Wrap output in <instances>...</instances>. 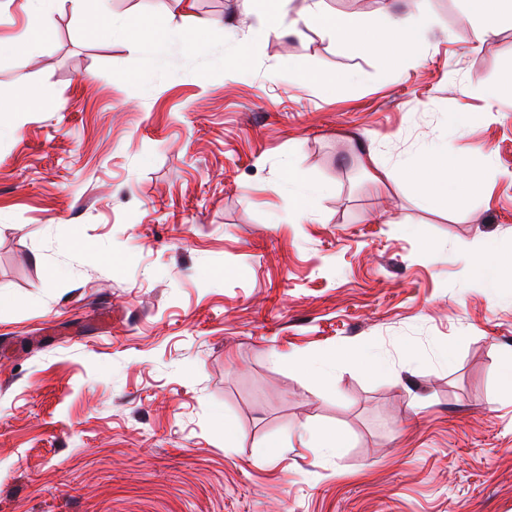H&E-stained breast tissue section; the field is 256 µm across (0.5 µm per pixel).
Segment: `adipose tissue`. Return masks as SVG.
<instances>
[{"instance_id":"1","label":"adipose tissue","mask_w":512,"mask_h":512,"mask_svg":"<svg viewBox=\"0 0 512 512\" xmlns=\"http://www.w3.org/2000/svg\"><path fill=\"white\" fill-rule=\"evenodd\" d=\"M266 27L272 31H290L299 24L313 25L330 32L345 42L354 34L352 23L345 18L325 14L320 0H305L299 11H291V0H252ZM431 27L427 16L414 19L398 17L385 11L377 15L368 34L361 40L364 52L384 61L415 52L425 41ZM121 33L133 44L150 43L156 55H163L172 33L162 19L138 16L119 22ZM401 178L419 192L424 205L443 210L449 197L463 194L479 178L478 167L449 154L447 146L434 142L424 146L419 154L399 169ZM475 273L490 287L512 284V252L498 249L492 240H484L474 260Z\"/></svg>"}]
</instances>
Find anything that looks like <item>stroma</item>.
<instances>
[{
  "label": "stroma",
  "mask_w": 512,
  "mask_h": 512,
  "mask_svg": "<svg viewBox=\"0 0 512 512\" xmlns=\"http://www.w3.org/2000/svg\"><path fill=\"white\" fill-rule=\"evenodd\" d=\"M93 5L59 0L27 66L0 52V512H512V285L471 266L480 239L512 251V102L486 97L512 12L481 44L467 0H323L357 37L428 16L388 65L319 28L256 38L246 0ZM138 15L176 31L163 60L113 33ZM197 19L234 39L190 41ZM437 139L483 165L447 211L372 180L368 148L393 169ZM292 165L323 188L303 213Z\"/></svg>",
  "instance_id": "35a3bbf8"
}]
</instances>
